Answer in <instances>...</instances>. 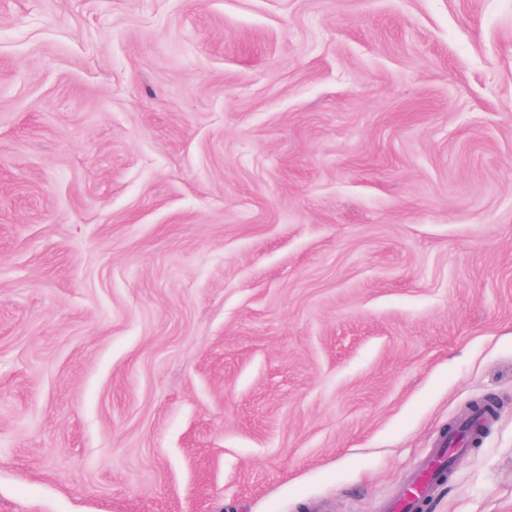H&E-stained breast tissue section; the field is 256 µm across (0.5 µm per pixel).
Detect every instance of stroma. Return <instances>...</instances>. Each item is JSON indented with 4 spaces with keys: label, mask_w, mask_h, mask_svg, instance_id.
<instances>
[{
    "label": "stroma",
    "mask_w": 512,
    "mask_h": 512,
    "mask_svg": "<svg viewBox=\"0 0 512 512\" xmlns=\"http://www.w3.org/2000/svg\"><path fill=\"white\" fill-rule=\"evenodd\" d=\"M512 512V0H0V512ZM489 413H476L471 417L465 418L458 423L457 430L454 433L448 435V442L445 448H447L448 453L451 450L459 451L462 453L461 448H456L457 445V437L461 433L466 434H474L485 422ZM443 455L440 452L430 459L421 472L409 482L406 493L389 506L390 512H416L421 503L429 497L438 485L443 468Z\"/></svg>",
    "instance_id": "stroma-1"
}]
</instances>
